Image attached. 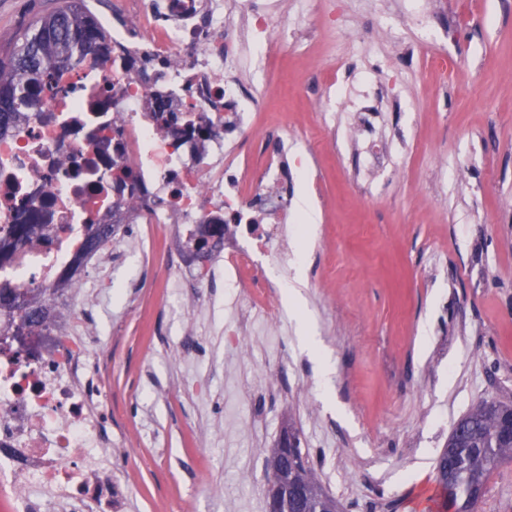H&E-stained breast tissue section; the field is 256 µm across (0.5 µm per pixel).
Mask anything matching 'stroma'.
Segmentation results:
<instances>
[{"label": "stroma", "instance_id": "35a3bbf8", "mask_svg": "<svg viewBox=\"0 0 512 512\" xmlns=\"http://www.w3.org/2000/svg\"><path fill=\"white\" fill-rule=\"evenodd\" d=\"M56 0H0V52ZM323 33L292 31L239 79L262 100L257 130L314 156L319 190L295 181L303 256L279 291L278 326L256 319L236 350L207 288L166 295L129 238L93 334L112 357V458L127 512H264L265 450L294 421L344 512H426L455 424L484 400L512 404V0H282L272 34L307 9ZM461 27L432 44L436 12ZM358 38H351L350 30ZM387 30L376 39V30ZM446 49L447 72L430 68ZM383 89L364 131L348 97ZM385 147L369 169L363 140ZM317 213L302 220L303 205ZM284 398L251 396L266 371ZM154 431L160 445L129 448Z\"/></svg>", "mask_w": 512, "mask_h": 512}]
</instances>
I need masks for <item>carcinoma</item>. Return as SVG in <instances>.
<instances>
[{
    "mask_svg": "<svg viewBox=\"0 0 512 512\" xmlns=\"http://www.w3.org/2000/svg\"><path fill=\"white\" fill-rule=\"evenodd\" d=\"M91 17L83 0H59L56 7L23 29L9 55L0 58V115L17 112L37 95L52 69L93 45L88 37ZM512 405L483 402L461 419L459 431L448 438L436 466L438 512H478L489 475L512 461V439L501 431ZM279 478L309 490L304 501L289 499L284 512H337L336 500L324 492L307 451L288 456Z\"/></svg>",
    "mask_w": 512,
    "mask_h": 512,
    "instance_id": "cac0c4a2",
    "label": "carcinoma"
}]
</instances>
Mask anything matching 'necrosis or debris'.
Masks as SVG:
<instances>
[{
	"label": "necrosis or debris",
	"mask_w": 512,
	"mask_h": 512,
	"mask_svg": "<svg viewBox=\"0 0 512 512\" xmlns=\"http://www.w3.org/2000/svg\"><path fill=\"white\" fill-rule=\"evenodd\" d=\"M235 0H92L94 49L54 69L33 107L0 127V291L32 297L0 310V512H123L125 485L94 384L82 303L103 285L116 224L176 225L191 261L164 285L221 281L236 295L227 335L245 345L250 318L273 315L295 260L292 167L276 136L260 169L237 153L257 101L226 67L270 17Z\"/></svg>",
	"instance_id": "4bbe7bcc"
}]
</instances>
